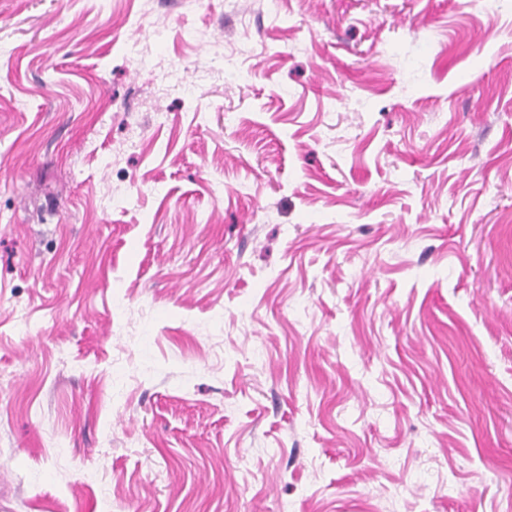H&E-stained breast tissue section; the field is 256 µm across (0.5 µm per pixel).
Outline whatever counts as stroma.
I'll use <instances>...</instances> for the list:
<instances>
[{
    "label": "stroma",
    "instance_id": "1",
    "mask_svg": "<svg viewBox=\"0 0 512 512\" xmlns=\"http://www.w3.org/2000/svg\"><path fill=\"white\" fill-rule=\"evenodd\" d=\"M0 500L512 512V0H0Z\"/></svg>",
    "mask_w": 512,
    "mask_h": 512
}]
</instances>
